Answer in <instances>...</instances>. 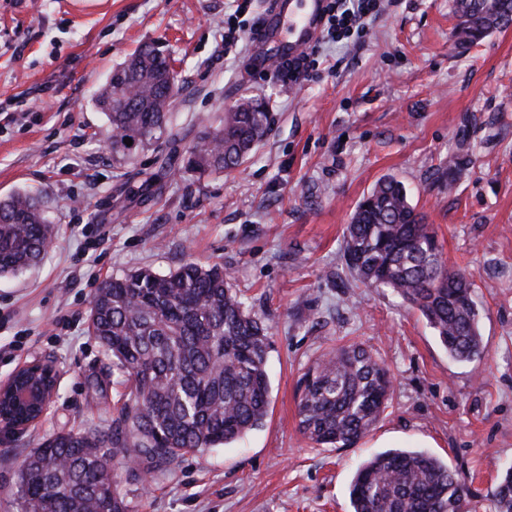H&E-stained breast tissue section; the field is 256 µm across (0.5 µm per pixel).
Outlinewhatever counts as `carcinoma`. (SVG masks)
<instances>
[{
  "label": "carcinoma",
  "instance_id": "1",
  "mask_svg": "<svg viewBox=\"0 0 512 512\" xmlns=\"http://www.w3.org/2000/svg\"><path fill=\"white\" fill-rule=\"evenodd\" d=\"M453 33L468 48L512 26V0H454ZM180 92L170 60L144 44L112 71L96 105L115 154L152 146L166 134ZM266 102L242 96L217 126L184 149L198 178L230 173L271 132ZM130 138L132 145L124 143ZM40 195L0 200V273H23L49 247ZM344 260L365 286L388 288L416 309L448 355L475 362L484 352L474 283L448 270L437 235L405 185L387 177L358 203L345 232ZM88 332L127 376L128 392L103 430L61 433L17 471L19 512H129L117 470L133 479L165 473L188 452L228 445L262 426L270 405L269 332L224 269L192 259L166 274L149 268L104 280ZM299 429L317 447L356 444L383 414L391 390L382 361L358 343L334 347L303 373ZM352 512H466L465 485L422 450L390 449L363 461L349 486ZM494 512H512V467L492 492Z\"/></svg>",
  "mask_w": 512,
  "mask_h": 512
}]
</instances>
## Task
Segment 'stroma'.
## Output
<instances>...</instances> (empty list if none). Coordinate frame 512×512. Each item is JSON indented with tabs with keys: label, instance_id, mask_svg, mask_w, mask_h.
I'll return each mask as SVG.
<instances>
[{
	"label": "stroma",
	"instance_id": "35a3bbf8",
	"mask_svg": "<svg viewBox=\"0 0 512 512\" xmlns=\"http://www.w3.org/2000/svg\"><path fill=\"white\" fill-rule=\"evenodd\" d=\"M271 0H0V197L37 190L54 228L43 261L0 277V381L41 359L57 371L47 417L0 433V512H18L17 470L69 430L105 427L126 391L102 376L85 318L100 283L192 258L224 268L270 327L269 413L235 442L185 455L141 484L132 512H352L357 466L384 446H422L492 512L512 467V28L455 48L452 0H390L363 37L313 41L298 85L271 46L225 55L224 24L247 31ZM163 45L181 91L166 168L158 152L113 156L95 98L136 48ZM259 95L270 135L231 174L197 178L182 149L238 98ZM465 157L455 181L441 173ZM407 187L449 270L471 274L481 361L449 357L420 313L359 284L344 231L384 176ZM359 342L392 379L388 408L351 448H315L298 428V381L326 349Z\"/></svg>",
	"mask_w": 512,
	"mask_h": 512
}]
</instances>
